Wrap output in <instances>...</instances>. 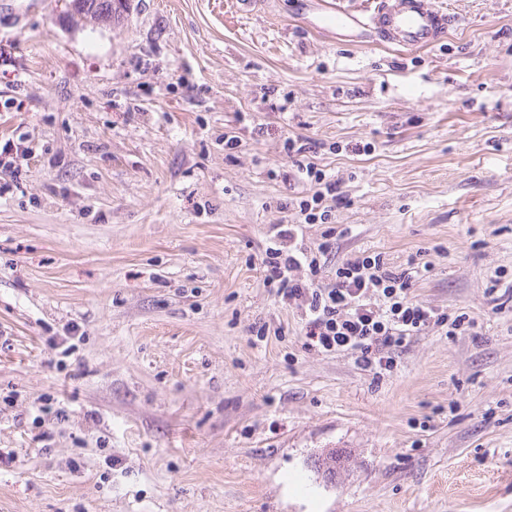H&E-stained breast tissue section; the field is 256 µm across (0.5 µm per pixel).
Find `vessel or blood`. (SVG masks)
<instances>
[{
  "instance_id": "vessel-or-blood-1",
  "label": "vessel or blood",
  "mask_w": 512,
  "mask_h": 512,
  "mask_svg": "<svg viewBox=\"0 0 512 512\" xmlns=\"http://www.w3.org/2000/svg\"><path fill=\"white\" fill-rule=\"evenodd\" d=\"M450 17L437 0H380L368 15L359 17L326 0L316 27L321 31L361 27L371 30L379 42L406 50L429 48L448 31Z\"/></svg>"
}]
</instances>
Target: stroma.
Here are the masks:
<instances>
[{
    "label": "stroma",
    "instance_id": "35a3bbf8",
    "mask_svg": "<svg viewBox=\"0 0 512 512\" xmlns=\"http://www.w3.org/2000/svg\"><path fill=\"white\" fill-rule=\"evenodd\" d=\"M446 2L402 53L305 0H0V512H512V0ZM297 134L348 200L327 269L424 251L473 329L379 376L305 348L260 267ZM123 0H72L73 14L95 23H112L119 18Z\"/></svg>",
    "mask_w": 512,
    "mask_h": 512
}]
</instances>
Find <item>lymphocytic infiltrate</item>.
<instances>
[{
    "instance_id": "lymphocytic-infiltrate-1",
    "label": "lymphocytic infiltrate",
    "mask_w": 512,
    "mask_h": 512,
    "mask_svg": "<svg viewBox=\"0 0 512 512\" xmlns=\"http://www.w3.org/2000/svg\"><path fill=\"white\" fill-rule=\"evenodd\" d=\"M315 142L301 135L285 139L283 150L310 194L292 198L295 214L287 228L277 230L261 259L263 284L285 305L301 312L304 345L321 353L346 352L364 370H390L393 350L430 327L450 325L452 333L472 329L474 318L416 302L411 288L430 271L429 263L409 257L394 266L379 252L358 251L339 264L332 282H325L320 259L336 245V210L345 199L338 183L318 167ZM323 225L316 248L303 242V228Z\"/></svg>"
}]
</instances>
